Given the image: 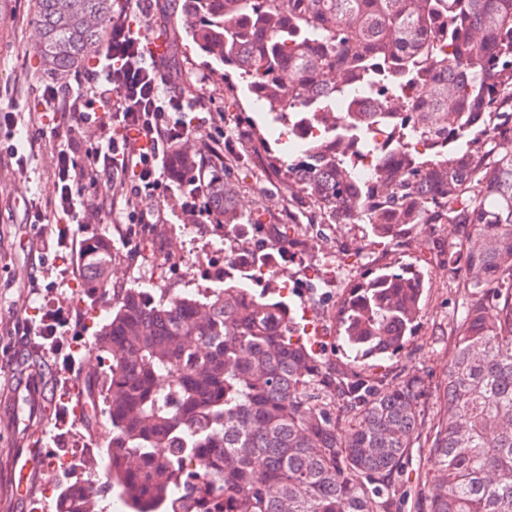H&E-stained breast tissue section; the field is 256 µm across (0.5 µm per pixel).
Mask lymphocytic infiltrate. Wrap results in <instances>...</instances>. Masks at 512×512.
Returning a JSON list of instances; mask_svg holds the SVG:
<instances>
[{
    "mask_svg": "<svg viewBox=\"0 0 512 512\" xmlns=\"http://www.w3.org/2000/svg\"><path fill=\"white\" fill-rule=\"evenodd\" d=\"M156 7L157 0H133L113 12L94 70L80 76L77 87L46 86L44 108L65 124L67 143L56 152L53 193L44 204L29 206V223L65 217L58 227L64 239L88 215L118 213L125 222L117 230L127 240L164 223L158 199L167 189L168 156L193 131L184 118L188 99L177 72L159 62L136 25L152 18ZM101 107L106 116L98 115ZM88 126L97 131L89 142L83 137ZM105 183L120 184L122 194H100Z\"/></svg>",
    "mask_w": 512,
    "mask_h": 512,
    "instance_id": "1",
    "label": "lymphocytic infiltrate"
}]
</instances>
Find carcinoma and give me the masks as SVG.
Here are the masks:
<instances>
[{
  "instance_id": "carcinoma-1",
  "label": "carcinoma",
  "mask_w": 512,
  "mask_h": 512,
  "mask_svg": "<svg viewBox=\"0 0 512 512\" xmlns=\"http://www.w3.org/2000/svg\"><path fill=\"white\" fill-rule=\"evenodd\" d=\"M181 26L242 80L273 120L308 119L286 169L309 224H364L392 244L413 227L455 224L448 274L462 299L438 408L425 382L336 370L283 301L224 280L195 294L112 288V242L93 240L82 296L108 302L91 342L83 422L107 431L104 477L74 481L59 512H94L112 491L134 512H400L394 487L411 448L427 512H512V0H179ZM41 67L63 77L100 42L112 0H35ZM370 98V112L336 100ZM392 133L393 158L378 137ZM268 165L281 159L252 131ZM371 156L366 183L351 149ZM208 149L178 147L179 185ZM229 168L208 179L224 235L262 223L238 208ZM300 221L253 243V265L293 243ZM424 274L375 268L337 300V335L358 358L393 352L422 313ZM350 427L346 436L341 425ZM196 458L193 469L186 460ZM175 487L178 496H169Z\"/></svg>"
}]
</instances>
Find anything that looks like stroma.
Wrapping results in <instances>:
<instances>
[{"instance_id": "1", "label": "stroma", "mask_w": 512, "mask_h": 512, "mask_svg": "<svg viewBox=\"0 0 512 512\" xmlns=\"http://www.w3.org/2000/svg\"><path fill=\"white\" fill-rule=\"evenodd\" d=\"M154 17L142 23L147 39L161 40L165 56L181 73V86L196 101L186 120L196 141L211 148L213 164L233 158L251 128H259L275 156L290 161L292 155L278 138L285 127L272 122L264 108L256 107L246 86H239V111L224 109V79L196 53L177 20L173 0H158ZM34 0H0V99L14 101L15 129L0 127V139H13L27 156L25 167L0 158V512H32L42 502L55 501L62 485L77 474L46 466L33 471L30 495L18 498L12 485L17 449L44 437L53 451L69 454L90 443H102L103 434H90L73 408V385L86 361L73 355L70 342L90 338L104 317L101 304L79 300L82 262L71 247L57 243L52 224H31L26 206L52 195L51 167L57 148L65 141L51 121L40 117V93L54 76L43 72L36 55L38 28L33 20ZM240 205L245 210L267 205L265 223L285 222L288 194L283 175L267 166L265 153L252 154L237 172ZM165 223L155 225L134 241L121 239L109 216L92 219L89 230L72 226L74 236L107 235L112 241L111 280L116 288H170L195 292L216 287L215 251L224 239V227L212 218L193 224L180 209L166 208ZM310 238L322 240L321 250L288 251V270L278 286L287 288L290 300L301 301L319 325L325 341L324 355L333 366L354 375L395 378L409 372L421 375L427 385L423 399L426 414L438 408L435 387L448 358L449 324L461 299L448 284V246L458 236L452 224L418 228L396 246L385 247L365 236L361 225L310 224ZM342 268L330 279L324 295H312L303 268L307 264ZM412 263L428 269L426 301L421 320L403 346L383 358L358 359L336 335V298L366 268ZM64 312L54 344L32 333L33 325L50 312Z\"/></svg>"}]
</instances>
